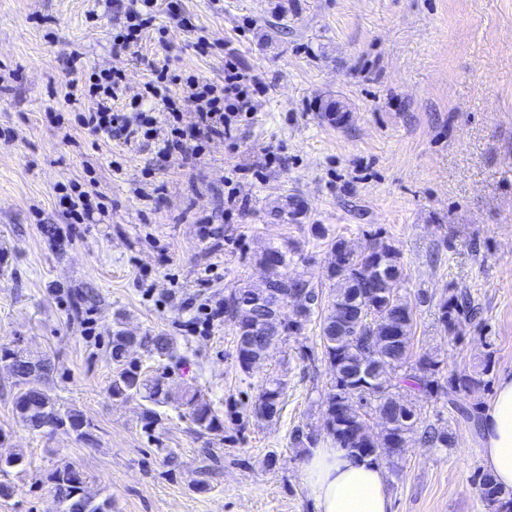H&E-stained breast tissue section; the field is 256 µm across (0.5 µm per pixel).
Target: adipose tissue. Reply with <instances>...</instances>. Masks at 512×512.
<instances>
[{
	"instance_id": "ef3b65f1",
	"label": "adipose tissue",
	"mask_w": 512,
	"mask_h": 512,
	"mask_svg": "<svg viewBox=\"0 0 512 512\" xmlns=\"http://www.w3.org/2000/svg\"><path fill=\"white\" fill-rule=\"evenodd\" d=\"M486 471L512 488V376L502 378L482 421ZM301 476L320 512H389L383 468L343 449L316 448L302 464Z\"/></svg>"
}]
</instances>
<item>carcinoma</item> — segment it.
<instances>
[{"instance_id":"obj_1","label":"carcinoma","mask_w":512,"mask_h":512,"mask_svg":"<svg viewBox=\"0 0 512 512\" xmlns=\"http://www.w3.org/2000/svg\"><path fill=\"white\" fill-rule=\"evenodd\" d=\"M332 261L327 267V279L334 294L327 313L318 322L323 355L333 372L334 386L325 401L322 432L306 426L293 428L291 437L298 448L316 447L319 436L326 435L336 447L350 455L369 458L377 463H392V458L405 450L406 434L415 430L420 420L414 405H405L391 392L392 374L404 365L410 371L399 377L398 383L424 395L438 392L448 396V405L464 420L477 422L476 415L463 407L458 395L483 382L481 376L491 371L492 353L486 354L482 371L475 374L457 373L439 382V361L428 354L413 352V331L417 306L428 297L419 292L411 303L399 294L405 281L400 252L383 240H374L368 250L357 254L342 239L329 244ZM292 257L290 251L271 245L259 257L266 268L269 287L276 290L292 289L311 296L312 303L304 304L293 315L287 316L281 326L274 327L266 337L261 321L263 301L251 286L234 290L225 300L224 313L233 321L236 331V358L242 371H250L252 360L267 358L279 343L290 336H301L312 322L318 307L319 291L303 275L288 274ZM360 304L365 308L364 318L348 315L349 309ZM477 307L470 294L452 291L438 304V322L448 334L459 335L462 324L471 321ZM143 348L159 359L169 357L173 339L164 334L131 336L118 329L112 333V362L116 364L109 385L114 399L128 400L141 397L155 405L165 403L168 389L163 377L152 379L143 375L139 365L127 360L133 346ZM0 360L13 365L20 389L14 397L18 419L32 430H54L69 427L77 438L89 436L90 424L75 409H63L48 387L52 365L46 361L32 362L20 351L0 347ZM286 383L278 377L266 379L253 405L254 416L271 421L280 415ZM183 406L188 410L197 432L219 436L224 432V421L211 403L196 390L185 392ZM411 417L409 423L400 417ZM376 419L380 431L373 432L368 417ZM422 441L431 446L447 448L452 445V434L427 426ZM53 485L55 512H111L109 499L96 500L87 490L85 479L76 466L63 461L49 475ZM480 495L491 512H512V490L496 484L484 474L479 481Z\"/></svg>"}]
</instances>
